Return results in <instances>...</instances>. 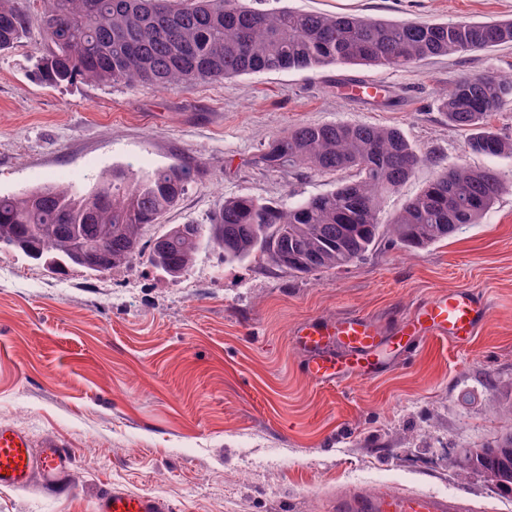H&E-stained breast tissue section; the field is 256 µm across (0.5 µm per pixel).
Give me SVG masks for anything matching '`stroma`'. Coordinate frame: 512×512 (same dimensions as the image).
Here are the masks:
<instances>
[{"mask_svg": "<svg viewBox=\"0 0 512 512\" xmlns=\"http://www.w3.org/2000/svg\"><path fill=\"white\" fill-rule=\"evenodd\" d=\"M386 21L512 18V0H254ZM39 32L0 53V195L43 185L92 190L121 168L185 163L195 175L162 226L207 224L241 194L285 204L339 181L251 160L299 124L399 128L425 160L388 196L382 219L435 176L434 159L495 169L508 188L479 223L422 249L382 234L347 267L296 276L258 259L201 249L173 278L147 255L102 274L57 273L0 248V423L33 447L75 452L72 493L0 488V512H93L121 488L176 512H331L353 488L451 495L472 512H512V497L451 457L512 431V155L471 151L438 110L460 77L512 72V45L419 68L329 65L170 89L81 79L50 87L31 73ZM374 80L382 107L345 93ZM469 287L488 303L474 339H441L387 357L369 379L314 382L291 344L313 320L370 316L392 331L417 304Z\"/></svg>", "mask_w": 512, "mask_h": 512, "instance_id": "35a3bbf8", "label": "stroma"}]
</instances>
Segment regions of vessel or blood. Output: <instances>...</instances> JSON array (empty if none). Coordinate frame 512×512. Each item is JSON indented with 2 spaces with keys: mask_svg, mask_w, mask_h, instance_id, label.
Instances as JSON below:
<instances>
[{
  "mask_svg": "<svg viewBox=\"0 0 512 512\" xmlns=\"http://www.w3.org/2000/svg\"><path fill=\"white\" fill-rule=\"evenodd\" d=\"M487 315V303L478 292L460 288L416 307L392 333L366 315L356 314L333 322L301 325L293 336L306 355L305 370L316 382L363 378L374 373L385 351L406 349L415 338L436 336L457 344L469 342ZM74 454L56 440L32 448L29 438L10 425L0 424V488L29 490L34 484L56 492L71 491L69 481ZM334 512H463L456 498L429 494L357 489L338 497ZM95 512H171L162 499L112 489L95 501Z\"/></svg>",
  "mask_w": 512,
  "mask_h": 512,
  "instance_id": "1",
  "label": "vessel or blood"
}]
</instances>
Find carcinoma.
<instances>
[{
    "label": "carcinoma",
    "instance_id": "cac0c4a2",
    "mask_svg": "<svg viewBox=\"0 0 512 512\" xmlns=\"http://www.w3.org/2000/svg\"><path fill=\"white\" fill-rule=\"evenodd\" d=\"M27 0H0V52L28 36ZM47 39L34 76L57 85L133 82L165 89L197 81L329 64L392 70L430 59L512 43V20L390 22L283 8L265 12L245 0H41ZM512 106V73L486 71L457 80L441 97L448 124L473 152L512 155V140L488 127L492 113ZM422 161L394 127L301 125L273 139L253 161L261 171L304 168L349 173L332 190L287 207L251 196L224 200L209 224H173L144 242L184 194L191 168L112 173L104 193L46 185L0 196V241L53 271L69 266L108 272L148 250L150 264L182 276L204 247L226 261L259 255L279 269L310 275L345 267L380 237L384 199ZM506 184L489 168L441 166L435 178L387 221L392 241L426 248L477 224ZM476 468L512 495V431L474 450Z\"/></svg>",
    "mask_w": 512,
    "mask_h": 512
}]
</instances>
